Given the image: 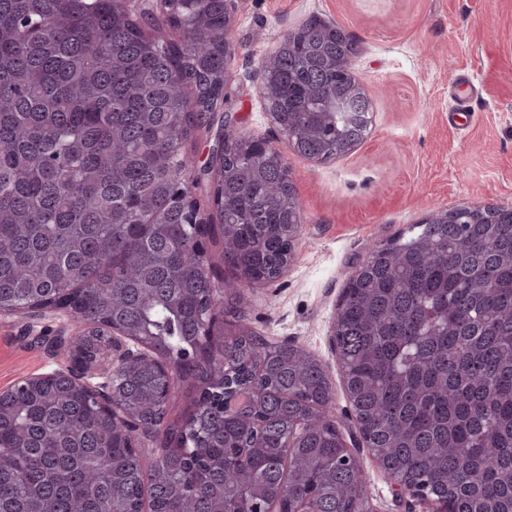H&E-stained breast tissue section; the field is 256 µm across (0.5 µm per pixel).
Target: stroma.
<instances>
[{
  "mask_svg": "<svg viewBox=\"0 0 512 512\" xmlns=\"http://www.w3.org/2000/svg\"><path fill=\"white\" fill-rule=\"evenodd\" d=\"M234 53L226 71L229 130L271 142L287 163L303 210L287 272L248 291L245 326L291 342L326 368L336 423L357 435L331 342L340 294L371 247L429 211L470 203L512 208V0H232ZM336 24L362 50L353 71L375 108L369 138L319 163L298 156L267 114L256 70L281 37L311 19ZM475 87L472 123H448L450 80ZM67 326L48 315L0 318V390L66 365L42 339ZM372 512H401L384 471L355 451Z\"/></svg>",
  "mask_w": 512,
  "mask_h": 512,
  "instance_id": "1",
  "label": "stroma"
}]
</instances>
